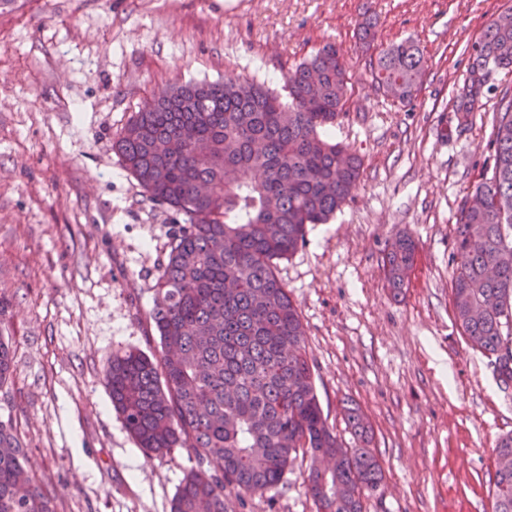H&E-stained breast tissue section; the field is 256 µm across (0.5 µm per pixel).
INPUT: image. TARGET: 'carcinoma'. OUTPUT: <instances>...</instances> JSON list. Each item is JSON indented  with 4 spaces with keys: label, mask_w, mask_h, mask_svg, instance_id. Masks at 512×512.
Instances as JSON below:
<instances>
[{
    "label": "carcinoma",
    "mask_w": 512,
    "mask_h": 512,
    "mask_svg": "<svg viewBox=\"0 0 512 512\" xmlns=\"http://www.w3.org/2000/svg\"><path fill=\"white\" fill-rule=\"evenodd\" d=\"M454 111L468 116L491 67L512 68V10L472 46ZM425 61L404 40L372 71L386 97L411 102ZM288 100L255 82H190L146 99L112 149L149 202L173 216L150 311L160 355L112 356L104 381L112 408L137 445L196 460L170 512H226L227 488L263 494L297 457L310 460L307 491L318 512H363V493L383 471L370 425L346 409L358 447L348 448L324 414L306 332L277 276L278 262L351 197L362 160L336 141L348 86L340 49L326 43L285 76ZM493 152L460 208L452 254V307L472 349L494 358L512 383V99L502 97ZM416 244L398 237L383 257L387 282L406 287ZM484 306L481 315L473 307ZM13 374L0 339V385ZM25 450L0 421V512H54ZM495 512H512V470H495Z\"/></svg>",
    "instance_id": "1"
}]
</instances>
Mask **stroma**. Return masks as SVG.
I'll return each instance as SVG.
<instances>
[{
	"label": "stroma",
	"instance_id": "stroma-1",
	"mask_svg": "<svg viewBox=\"0 0 512 512\" xmlns=\"http://www.w3.org/2000/svg\"><path fill=\"white\" fill-rule=\"evenodd\" d=\"M509 9L512 0H0V336L15 360L0 420H11L55 512H170L195 465L180 449L137 448L103 381L114 353L158 352L149 313L171 228L113 140L170 86L248 80L283 92L288 70L328 42L345 55L349 87L335 136L362 175L277 266L323 410L346 442L344 401L371 422L384 481L365 493L364 512H494L512 384L455 324L451 254L512 70H488L466 123L453 97L473 43ZM368 17L367 49L356 33ZM406 39L427 74L400 103L371 63ZM403 234L417 250L397 296L382 258ZM308 465L296 460L264 494H227L228 512H317Z\"/></svg>",
	"mask_w": 512,
	"mask_h": 512
}]
</instances>
